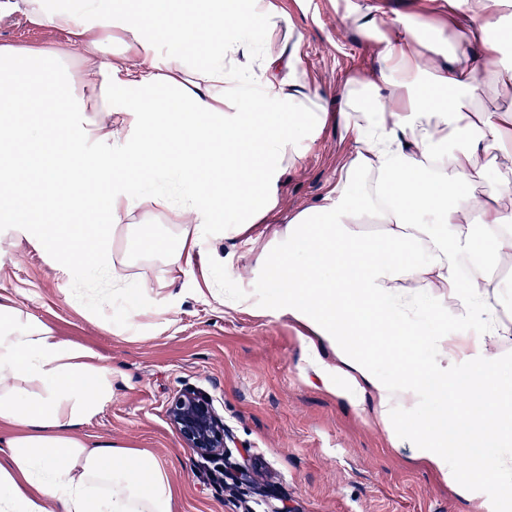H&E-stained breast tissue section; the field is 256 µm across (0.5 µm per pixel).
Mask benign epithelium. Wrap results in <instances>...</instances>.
<instances>
[{
    "mask_svg": "<svg viewBox=\"0 0 512 512\" xmlns=\"http://www.w3.org/2000/svg\"><path fill=\"white\" fill-rule=\"evenodd\" d=\"M167 417L186 447L224 462V472L230 476L232 484L253 486L265 492L250 465L230 460L227 448L235 440L209 396L194 389H183L169 401Z\"/></svg>",
    "mask_w": 512,
    "mask_h": 512,
    "instance_id": "7a95c632",
    "label": "benign epithelium"
}]
</instances>
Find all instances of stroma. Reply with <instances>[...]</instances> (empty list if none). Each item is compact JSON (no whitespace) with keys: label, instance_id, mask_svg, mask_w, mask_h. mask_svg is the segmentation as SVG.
Listing matches in <instances>:
<instances>
[{"label":"stroma","instance_id":"stroma-1","mask_svg":"<svg viewBox=\"0 0 512 512\" xmlns=\"http://www.w3.org/2000/svg\"><path fill=\"white\" fill-rule=\"evenodd\" d=\"M299 36L300 69L319 95L335 105L342 84L378 70L372 42L347 27L349 0H272ZM64 33L33 24L24 9L0 15V45L66 44ZM350 150L327 123L316 140H301L297 163L278 181V207L242 236L213 241L181 273L158 257H131V288L147 283L135 328L115 333L112 322L67 296L83 287L85 270L58 274L47 257L0 223V294L55 329L62 339L93 348L118 377L111 402L78 434L90 442L151 451L179 490L176 512H267L287 504L293 512H499L512 507L503 485L494 436L473 450L477 496L467 501L417 456L411 441L392 445L372 426L359 400L340 396L345 382L311 368L305 331L281 305L280 292L255 271L271 245V226L321 204L335 185ZM218 282L243 296L236 308L201 289ZM192 387L211 396L238 446L233 458L259 462L268 496L209 482L203 460L171 426V397Z\"/></svg>","mask_w":512,"mask_h":512}]
</instances>
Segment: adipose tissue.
Instances as JSON below:
<instances>
[{
    "mask_svg": "<svg viewBox=\"0 0 512 512\" xmlns=\"http://www.w3.org/2000/svg\"><path fill=\"white\" fill-rule=\"evenodd\" d=\"M511 3L448 0L455 35L443 49L424 37L426 18L389 20L354 2L343 21L377 37L380 66L373 80L344 82L332 116L292 34L256 53L253 24L281 18L269 0H23L32 22L78 48L79 75L64 49L0 45V223L59 270L92 261L117 300L128 254L180 272L207 233L263 223L298 140L335 117L350 145L335 185L274 229L257 266L308 330L314 370L328 348L368 420L395 444L412 434L420 457L471 497L449 449L468 454L460 435L477 420L512 442L495 354L512 341L501 303L512 263ZM116 29L122 47L105 52ZM129 125L131 148L113 153ZM165 177L180 197L126 190ZM138 209L165 211L173 229L125 238L116 258L111 238ZM426 296L439 302L432 339L415 314ZM451 324L476 340H452ZM423 341L447 369L418 358ZM377 358L398 377L379 376ZM115 377L94 350L0 299V512H174L176 488L151 452L77 435L111 402ZM427 397L452 416L404 432L398 410Z\"/></svg>",
    "mask_w": 512,
    "mask_h": 512,
    "instance_id": "ef3b65f1",
    "label": "adipose tissue"
}]
</instances>
